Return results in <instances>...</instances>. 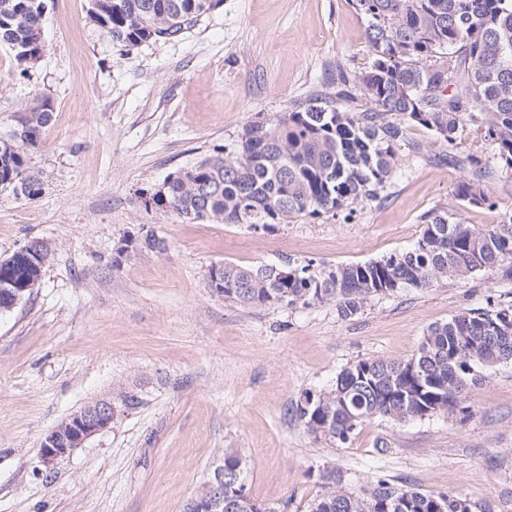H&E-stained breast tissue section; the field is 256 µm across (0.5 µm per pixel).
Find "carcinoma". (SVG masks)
<instances>
[{
  "label": "carcinoma",
  "mask_w": 512,
  "mask_h": 512,
  "mask_svg": "<svg viewBox=\"0 0 512 512\" xmlns=\"http://www.w3.org/2000/svg\"><path fill=\"white\" fill-rule=\"evenodd\" d=\"M89 19L112 44L130 49L177 37L222 0H90ZM366 23L369 65L336 72V90L299 102L288 112L243 129L233 149H217L145 193V205L185 222L241 224L271 231L324 214L353 212L379 198L407 130L420 126L444 147L434 160L468 168L454 197L464 206L493 205V174L476 153L454 152L465 128L476 126L496 145L497 169L512 177V0H352ZM46 0H0V45L24 75L45 50ZM355 84L366 100L344 103ZM50 98L24 110L0 136V189L34 199L42 194L30 170L52 120ZM417 244L355 264L309 261L288 267L219 263L224 287L212 292L245 308L311 307L334 303L349 320L368 301L405 288L426 289L461 276L499 269L512 278V230L489 231L454 219L445 208L422 217ZM133 248L161 252L165 241L147 231ZM45 264L16 251L0 280L19 288L43 276ZM512 362V301L467 309L428 327L408 360L367 358L343 368L332 385L305 393L294 411L307 432L342 443L373 418L398 423L448 411L467 412L483 371ZM323 493L311 512H473L454 494L425 495L380 479L358 494L336 488V472L321 475ZM223 512H260L246 482L245 462L224 449Z\"/></svg>",
  "instance_id": "obj_1"
}]
</instances>
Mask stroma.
Segmentation results:
<instances>
[{
    "label": "stroma",
    "instance_id": "35a3bbf8",
    "mask_svg": "<svg viewBox=\"0 0 512 512\" xmlns=\"http://www.w3.org/2000/svg\"><path fill=\"white\" fill-rule=\"evenodd\" d=\"M89 7L50 0L46 50L27 77L0 46V132L34 98L54 107L30 155L43 194L0 190V258L35 239L49 254L39 288L0 314V512H184L228 448L272 512H309L329 471L349 493L383 478L512 512V363L486 371L469 414L375 418L344 443L309 435L293 411L345 366L408 359L430 325L512 300L511 280L489 270L408 288L349 321L332 303L230 305L207 285L218 262L335 266L410 249L435 208L501 227L512 178L490 177L494 206L458 207L470 171L431 163L441 144L414 126L379 199L352 214L272 232L159 216L143 191L233 146L249 123L332 90L337 67L365 68L364 21L350 0H224L174 39L122 51ZM150 229L165 251L128 249L129 234ZM102 398L116 409L111 427L46 470L43 434Z\"/></svg>",
    "mask_w": 512,
    "mask_h": 512
}]
</instances>
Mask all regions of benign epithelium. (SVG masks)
Here are the masks:
<instances>
[{
	"instance_id": "benign-epithelium-1",
	"label": "benign epithelium",
	"mask_w": 512,
	"mask_h": 512,
	"mask_svg": "<svg viewBox=\"0 0 512 512\" xmlns=\"http://www.w3.org/2000/svg\"><path fill=\"white\" fill-rule=\"evenodd\" d=\"M1 296L7 299V303L0 304V313L9 312L26 300V289L1 288ZM115 414L112 401L96 399L61 420L47 431L41 440V465L48 470L53 469L94 435L109 428L115 419ZM223 506L224 499L217 493L212 497L194 501L190 512H217V509Z\"/></svg>"
}]
</instances>
